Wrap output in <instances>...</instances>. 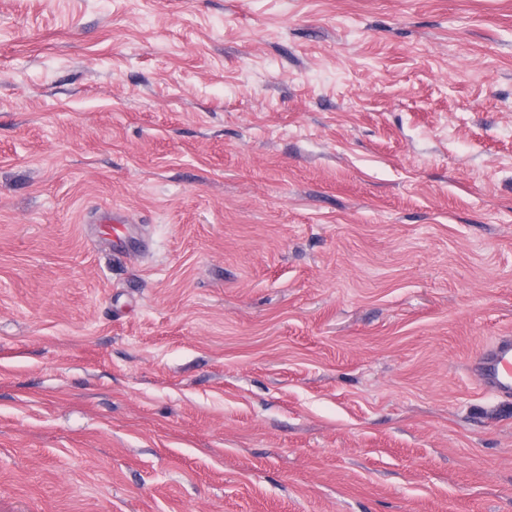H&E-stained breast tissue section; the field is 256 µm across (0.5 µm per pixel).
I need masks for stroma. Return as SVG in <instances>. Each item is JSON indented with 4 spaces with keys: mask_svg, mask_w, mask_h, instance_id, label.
I'll list each match as a JSON object with an SVG mask.
<instances>
[{
    "mask_svg": "<svg viewBox=\"0 0 512 512\" xmlns=\"http://www.w3.org/2000/svg\"><path fill=\"white\" fill-rule=\"evenodd\" d=\"M504 335L512 0H0V512H512ZM476 372L481 389L502 397H512V336H502L483 348Z\"/></svg>",
    "mask_w": 512,
    "mask_h": 512,
    "instance_id": "obj_1",
    "label": "stroma"
}]
</instances>
